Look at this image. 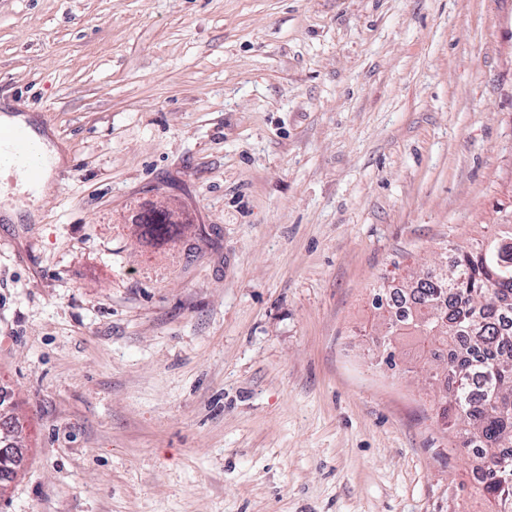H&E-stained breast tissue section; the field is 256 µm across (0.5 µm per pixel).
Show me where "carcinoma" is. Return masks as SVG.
Wrapping results in <instances>:
<instances>
[{"label": "carcinoma", "instance_id": "obj_1", "mask_svg": "<svg viewBox=\"0 0 512 512\" xmlns=\"http://www.w3.org/2000/svg\"><path fill=\"white\" fill-rule=\"evenodd\" d=\"M140 233L164 239L174 223L147 213ZM444 271L411 276L402 285L412 304L398 306L395 292L373 299L389 341L410 338L433 353L460 346L444 369L436 416L465 438L476 461L477 490L491 512H512V223L494 224L470 244H451Z\"/></svg>", "mask_w": 512, "mask_h": 512}]
</instances>
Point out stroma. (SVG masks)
I'll use <instances>...</instances> for the list:
<instances>
[{"instance_id": "35a3bbf8", "label": "stroma", "mask_w": 512, "mask_h": 512, "mask_svg": "<svg viewBox=\"0 0 512 512\" xmlns=\"http://www.w3.org/2000/svg\"><path fill=\"white\" fill-rule=\"evenodd\" d=\"M12 112L0 512H489L373 299L512 222V0H0ZM1 121L2 125L26 132L40 141L44 167L47 168V171L44 179L41 180L44 167L38 143L31 137L2 125H0V170L5 166H10L13 169L19 168L27 181L39 182L36 184L26 182L19 169H6L5 178L8 177V174H13L23 191H28L35 197L44 195L48 191L46 181L48 172L53 166L62 162L63 154L59 146L51 142L47 134H38V131L34 128L35 121L31 116L4 114ZM170 220L176 222L172 218ZM169 220V217L163 214H154L148 212L140 217V222L137 227L140 228L141 235L150 236L156 239H165L170 237L173 233L174 224Z\"/></svg>"}]
</instances>
